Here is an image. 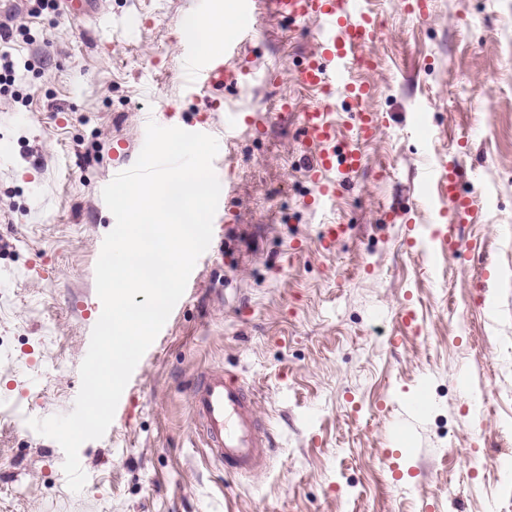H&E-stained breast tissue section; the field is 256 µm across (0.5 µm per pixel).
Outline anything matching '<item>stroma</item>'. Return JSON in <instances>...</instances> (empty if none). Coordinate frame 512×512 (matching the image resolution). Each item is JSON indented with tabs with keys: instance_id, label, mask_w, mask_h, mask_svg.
<instances>
[{
	"instance_id": "stroma-1",
	"label": "stroma",
	"mask_w": 512,
	"mask_h": 512,
	"mask_svg": "<svg viewBox=\"0 0 512 512\" xmlns=\"http://www.w3.org/2000/svg\"><path fill=\"white\" fill-rule=\"evenodd\" d=\"M353 2L380 27L355 73L372 93L330 105L363 164L330 171L343 189L315 209L300 114L321 99L296 76L314 20L258 8L246 81L199 93L181 23L211 0H103L97 18L0 0L22 30L0 94V512H512V0ZM361 108L383 117L363 143ZM152 119L235 125L217 174L233 192L195 287L81 446L75 493L27 420L73 409L115 226L102 190ZM444 159L473 205L449 253L425 192ZM217 369L257 394L272 443L257 474L225 471L190 408ZM419 395L423 415L406 409Z\"/></svg>"
}]
</instances>
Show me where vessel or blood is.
<instances>
[{
	"mask_svg": "<svg viewBox=\"0 0 512 512\" xmlns=\"http://www.w3.org/2000/svg\"><path fill=\"white\" fill-rule=\"evenodd\" d=\"M268 9L275 15L296 21L311 18L318 22V47L298 72L301 84L332 93L342 89L355 102L368 97L370 88L349 76L351 67L372 68L375 60L370 53L378 39L379 27L366 14L356 13L351 0H267ZM255 27L253 0H242L235 38L225 40L221 52L200 56L188 52L186 64L193 87L203 90L223 84L231 71L230 60L249 40ZM301 125L308 147L317 152L311 179L315 194L310 203L319 207L334 200L335 182L324 174L335 166L357 170L362 164L358 148L336 155V119L328 105L308 109L301 114ZM457 167L444 162L429 177L436 196L447 203L456 221L471 213L469 199L456 191ZM194 416L201 423L211 454L225 468L236 473L252 472L263 465L270 441L259 427L257 403L252 390L238 379L221 371H209L197 380L189 399Z\"/></svg>",
	"mask_w": 512,
	"mask_h": 512,
	"instance_id": "1",
	"label": "vessel or blood"
}]
</instances>
